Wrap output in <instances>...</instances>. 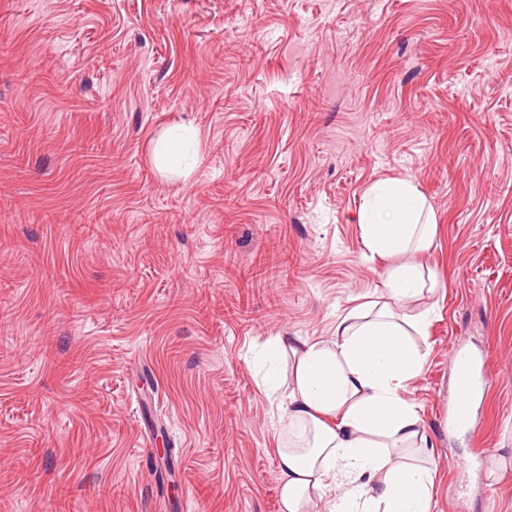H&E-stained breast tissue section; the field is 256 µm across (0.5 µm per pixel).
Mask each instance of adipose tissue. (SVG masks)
<instances>
[{"instance_id":"ef3b65f1","label":"adipose tissue","mask_w":512,"mask_h":512,"mask_svg":"<svg viewBox=\"0 0 512 512\" xmlns=\"http://www.w3.org/2000/svg\"><path fill=\"white\" fill-rule=\"evenodd\" d=\"M436 220L418 187L391 180L374 187L361 220L364 247L387 259L429 250ZM380 299L341 316L326 340L275 336L269 358H292L291 381L271 376V401L285 399L280 433L300 429L278 450L282 512H309L316 499L328 512H430L432 476L418 456V416L399 390L423 366L407 341L422 332L419 316L400 307L434 288L411 264L390 269ZM335 417L327 425L326 417Z\"/></svg>"}]
</instances>
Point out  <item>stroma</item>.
Wrapping results in <instances>:
<instances>
[{"label": "stroma", "instance_id": "35a3bbf8", "mask_svg": "<svg viewBox=\"0 0 512 512\" xmlns=\"http://www.w3.org/2000/svg\"><path fill=\"white\" fill-rule=\"evenodd\" d=\"M389 179L437 222L401 389L431 512H512V0H0V512H280L261 346L380 296ZM273 239L288 281L251 285ZM457 352L493 378L473 434ZM186 139L182 135H176L168 139L158 150L154 152L153 161L159 168L179 166L184 155Z\"/></svg>", "mask_w": 512, "mask_h": 512}]
</instances>
